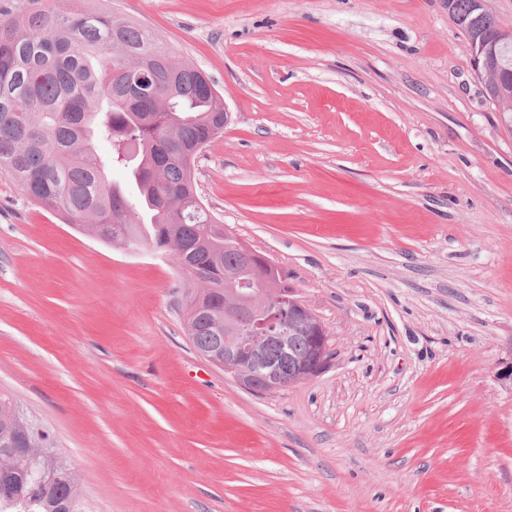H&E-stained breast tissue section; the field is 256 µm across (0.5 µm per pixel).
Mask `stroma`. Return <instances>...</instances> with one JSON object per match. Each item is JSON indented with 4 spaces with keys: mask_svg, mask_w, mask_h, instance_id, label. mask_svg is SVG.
I'll list each match as a JSON object with an SVG mask.
<instances>
[{
    "mask_svg": "<svg viewBox=\"0 0 512 512\" xmlns=\"http://www.w3.org/2000/svg\"><path fill=\"white\" fill-rule=\"evenodd\" d=\"M222 92L198 192L322 323L256 395L184 329L167 259L0 172V388L97 512H512V133L448 0H71Z\"/></svg>",
    "mask_w": 512,
    "mask_h": 512,
    "instance_id": "stroma-1",
    "label": "stroma"
}]
</instances>
